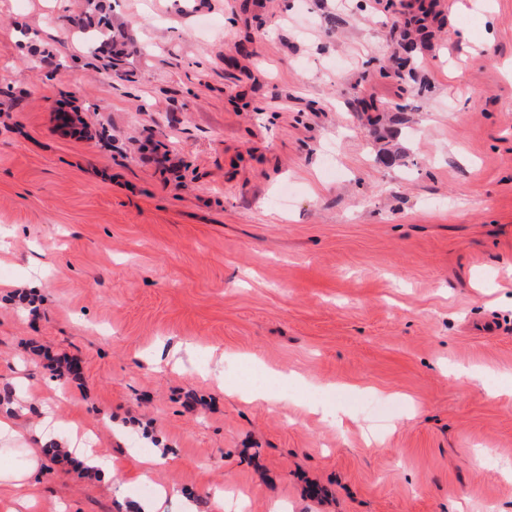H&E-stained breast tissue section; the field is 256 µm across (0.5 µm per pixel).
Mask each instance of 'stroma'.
<instances>
[{"label": "stroma", "instance_id": "stroma-1", "mask_svg": "<svg viewBox=\"0 0 512 512\" xmlns=\"http://www.w3.org/2000/svg\"><path fill=\"white\" fill-rule=\"evenodd\" d=\"M102 2L118 70L86 0H0L12 463L49 416L114 465L42 454L33 512H139L149 443L164 512H512V0H433L417 95L418 0Z\"/></svg>", "mask_w": 512, "mask_h": 512}]
</instances>
